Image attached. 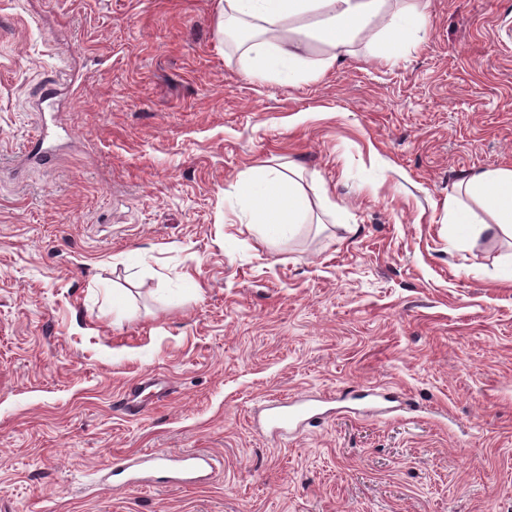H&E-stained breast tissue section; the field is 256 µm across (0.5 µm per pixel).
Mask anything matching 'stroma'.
Returning <instances> with one entry per match:
<instances>
[{
  "label": "stroma",
  "mask_w": 512,
  "mask_h": 512,
  "mask_svg": "<svg viewBox=\"0 0 512 512\" xmlns=\"http://www.w3.org/2000/svg\"><path fill=\"white\" fill-rule=\"evenodd\" d=\"M413 3L420 44L284 87L217 0H0V512H512V247L448 231L512 167V0ZM264 162L335 223L253 231L232 187ZM294 396L325 417L259 428ZM143 451L218 470L101 482Z\"/></svg>",
  "instance_id": "35a3bbf8"
}]
</instances>
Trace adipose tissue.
Instances as JSON below:
<instances>
[{
    "mask_svg": "<svg viewBox=\"0 0 512 512\" xmlns=\"http://www.w3.org/2000/svg\"><path fill=\"white\" fill-rule=\"evenodd\" d=\"M389 0H219V34L250 31L244 61L251 74L282 85L315 79L355 53L354 45L380 29L383 50L395 54L419 42L425 20L414 10L388 11ZM325 51L310 54V41ZM235 194L254 231L276 238L315 212L336 214L325 188L263 164L243 172ZM448 224L460 238L490 232L512 239V167L478 170L448 198Z\"/></svg>",
    "mask_w": 512,
    "mask_h": 512,
    "instance_id": "adipose-tissue-1",
    "label": "adipose tissue"
}]
</instances>
